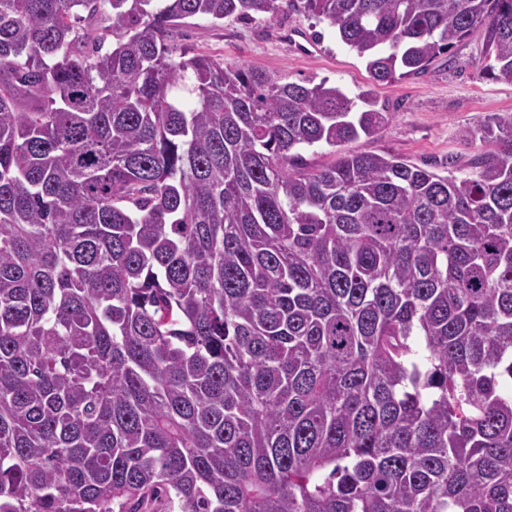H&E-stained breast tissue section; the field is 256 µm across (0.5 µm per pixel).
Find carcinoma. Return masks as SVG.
Instances as JSON below:
<instances>
[{
    "mask_svg": "<svg viewBox=\"0 0 512 512\" xmlns=\"http://www.w3.org/2000/svg\"><path fill=\"white\" fill-rule=\"evenodd\" d=\"M297 6L512 82V0H0V512H512V115L309 166L391 113L174 45Z\"/></svg>",
    "mask_w": 512,
    "mask_h": 512,
    "instance_id": "1",
    "label": "carcinoma"
}]
</instances>
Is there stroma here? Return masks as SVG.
Segmentation results:
<instances>
[{"label": "stroma", "mask_w": 512, "mask_h": 512, "mask_svg": "<svg viewBox=\"0 0 512 512\" xmlns=\"http://www.w3.org/2000/svg\"><path fill=\"white\" fill-rule=\"evenodd\" d=\"M176 42L190 53L259 68L285 82L325 79L352 98L372 90L378 109L391 118L374 138L347 143L345 151L390 154L443 176L473 175L485 150L482 139L464 143L461 130L477 131L492 115L512 114V83L480 72L484 38L478 30L438 57L426 75L382 84L327 24L293 9L270 19L189 18Z\"/></svg>", "instance_id": "obj_1"}]
</instances>
